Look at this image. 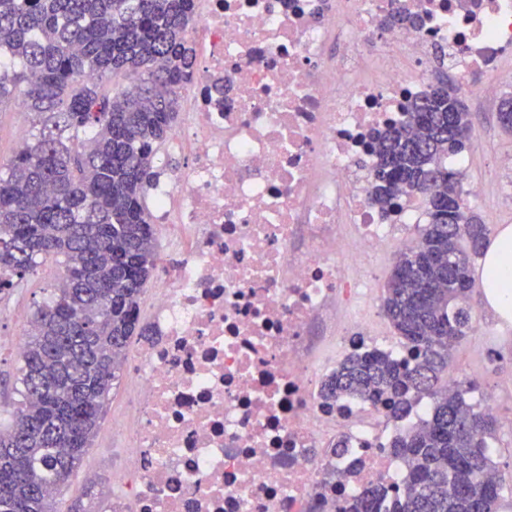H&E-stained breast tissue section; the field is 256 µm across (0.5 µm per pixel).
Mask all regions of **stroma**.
I'll list each match as a JSON object with an SVG mask.
<instances>
[{"instance_id":"35a3bbf8","label":"stroma","mask_w":512,"mask_h":512,"mask_svg":"<svg viewBox=\"0 0 512 512\" xmlns=\"http://www.w3.org/2000/svg\"><path fill=\"white\" fill-rule=\"evenodd\" d=\"M512 97V88L499 98L489 100L463 93L462 102L469 114L471 133L461 171L462 183H479L483 196L471 200L470 209L490 229V239H497L503 227L512 226V177L501 171L500 161L512 157V133L502 129L498 113L501 102ZM63 271L60 263L48 258L41 262L35 275L11 295L0 298V334L10 335L26 329L37 308L56 286ZM474 330L453 350L448 375L456 380H470L476 385L470 402L483 403L486 393L498 395L495 412L500 422L494 441V460L505 477L512 478V321L505 320L489 306L482 290L471 297ZM130 379L121 375L113 385L104 406L102 419L83 457L78 475L57 494V512H69L76 498L99 506L102 485L112 479V416L125 404Z\"/></svg>"}]
</instances>
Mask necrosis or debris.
Masks as SVG:
<instances>
[{"instance_id":"obj_1","label":"necrosis or debris","mask_w":512,"mask_h":512,"mask_svg":"<svg viewBox=\"0 0 512 512\" xmlns=\"http://www.w3.org/2000/svg\"><path fill=\"white\" fill-rule=\"evenodd\" d=\"M199 49L149 197L171 236L130 367L134 397L107 512H327L400 485L381 408H321L317 330L372 344L337 305L352 270L420 223L414 195L372 199L371 135L447 63L469 91L512 85V0H197ZM402 12L416 24L395 23ZM347 451L327 455L328 435ZM335 482H327L328 472Z\"/></svg>"}]
</instances>
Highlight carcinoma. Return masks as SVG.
I'll list each match as a JSON object with an SVG mask.
<instances>
[{
  "mask_svg": "<svg viewBox=\"0 0 512 512\" xmlns=\"http://www.w3.org/2000/svg\"><path fill=\"white\" fill-rule=\"evenodd\" d=\"M195 0H0V111L15 95L32 115L24 148L0 163V294L47 256L64 258V283L38 306L20 355L22 401L0 423V512H56L99 426L130 340L147 335L139 306L156 269V227L146 204L155 153L170 138L176 92L196 53ZM139 76L135 91H104ZM376 136L373 196L408 186L427 194L428 224L400 253L382 309L413 359L375 348L346 356L325 378L320 404L343 397L383 406L395 423L431 400L427 418L388 444L407 465L402 486L363 489L345 512H499L512 483L491 451L497 419L466 395H442L454 346L473 331L467 303L487 225L461 209L459 173L443 159L464 151L460 102L431 86Z\"/></svg>",
  "mask_w": 512,
  "mask_h": 512,
  "instance_id": "1",
  "label": "carcinoma"
}]
</instances>
